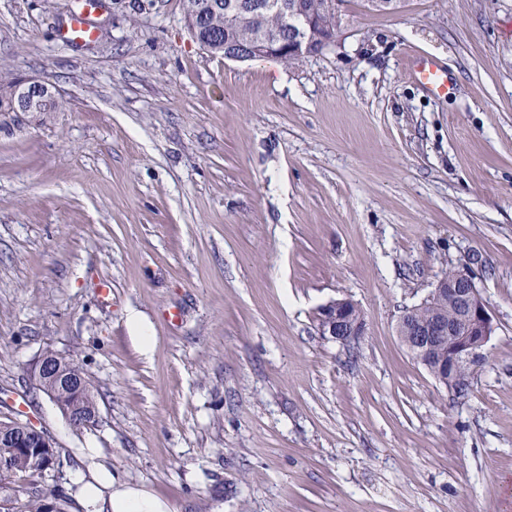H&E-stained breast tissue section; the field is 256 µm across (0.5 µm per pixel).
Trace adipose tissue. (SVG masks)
Listing matches in <instances>:
<instances>
[{"instance_id":"adipose-tissue-1","label":"adipose tissue","mask_w":512,"mask_h":512,"mask_svg":"<svg viewBox=\"0 0 512 512\" xmlns=\"http://www.w3.org/2000/svg\"><path fill=\"white\" fill-rule=\"evenodd\" d=\"M78 502L86 512H172L171 507L148 491L117 483L103 465L78 472Z\"/></svg>"}]
</instances>
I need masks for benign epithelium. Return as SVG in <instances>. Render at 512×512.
Instances as JSON below:
<instances>
[{
	"label": "benign epithelium",
	"mask_w": 512,
	"mask_h": 512,
	"mask_svg": "<svg viewBox=\"0 0 512 512\" xmlns=\"http://www.w3.org/2000/svg\"><path fill=\"white\" fill-rule=\"evenodd\" d=\"M206 7L214 9L217 4H194L184 13L188 30L204 48L216 40V37L204 33L202 20L205 19ZM274 10L280 14L281 28L288 36L276 32L251 33L248 39H241V24H256ZM320 11L342 17L345 4L342 0H324L318 7L308 5L304 0H237L232 11L235 24L227 28L224 38V58L245 62L260 57L305 58L323 54L335 46L336 34L322 28L318 16ZM58 96L56 87L48 83L32 78L21 79L11 95L0 100V112H39L46 101ZM445 291L458 310L455 318L439 315L428 323L414 324L403 342L421 363L423 354L446 337L461 339L464 344L448 352V366L454 367L484 352L495 332V324L471 274L462 271L452 282L439 279L427 299L432 301ZM349 319L351 314L346 300H333L319 310L318 331L332 339L366 334V322L359 319L350 324ZM33 378L36 389L49 397L73 428L82 429L96 421L97 406L89 403L92 394L90 383L84 375L73 371L62 356L41 357L35 365ZM0 447L20 449L31 466L46 471L54 469L57 456L55 442L27 421L16 420L0 425Z\"/></svg>",
	"instance_id": "1"
}]
</instances>
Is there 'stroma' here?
I'll return each mask as SVG.
<instances>
[{
  "instance_id": "35a3bbf8",
  "label": "stroma",
  "mask_w": 512,
  "mask_h": 512,
  "mask_svg": "<svg viewBox=\"0 0 512 512\" xmlns=\"http://www.w3.org/2000/svg\"><path fill=\"white\" fill-rule=\"evenodd\" d=\"M142 2L103 0L71 45L74 0H0V76L61 101L0 112V424L75 461L0 500L84 512L91 458L173 512H512V0H348L335 48L293 64L211 55L182 0ZM420 53L448 96L410 77ZM451 266L497 324L462 399L395 329ZM343 297L353 355L316 328ZM49 349L92 426L34 389Z\"/></svg>"
}]
</instances>
